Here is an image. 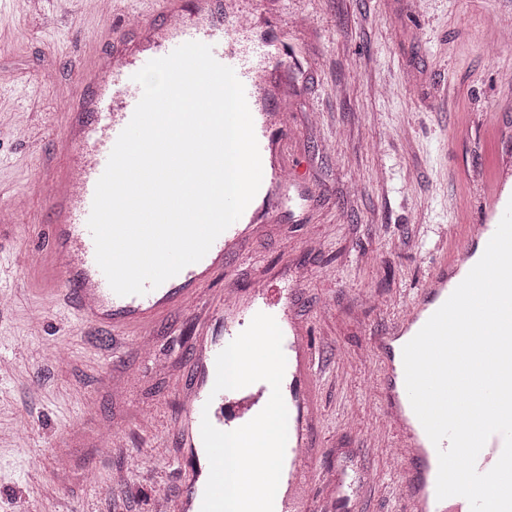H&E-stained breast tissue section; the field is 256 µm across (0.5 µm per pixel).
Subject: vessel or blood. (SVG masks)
<instances>
[{"mask_svg": "<svg viewBox=\"0 0 512 512\" xmlns=\"http://www.w3.org/2000/svg\"><path fill=\"white\" fill-rule=\"evenodd\" d=\"M148 2L153 14L139 19L137 39L127 40L124 30L111 29V52L79 71L63 148L59 158L47 162V172L39 179L40 197L52 215V244L44 258L47 304L52 308L71 307L82 324L107 330L108 347L114 355L120 353L122 339L152 324L161 314L191 311L198 288L215 275H223L226 293H234V278L225 273L224 260L239 250L244 237L238 226H229L199 262L186 266L159 287L141 295L120 296L113 292L96 263L87 221L96 183L142 97V87L134 81V74L148 61L167 56L184 43L198 41L211 46L219 63L233 68L244 86L247 104L253 109L264 100L278 103V84L261 86L259 75L268 61L288 56L287 43L278 38L242 41L238 28L228 21L224 0ZM190 8L197 16L192 26L186 23ZM253 125L260 154L271 159L269 168L262 171L263 177L269 178L276 189L287 190L288 171L280 155L281 137L274 134L268 119H254ZM494 216V222L468 225L466 238L454 258L436 265L425 288L396 315L389 330L369 342L370 355L380 366L377 377L383 391V416L395 431L402 451L393 479L404 512H462L460 497L441 500L436 496L437 450L409 401L402 351L468 275L470 268L461 265V258L480 260L503 213L498 210ZM288 295V289H275L267 278L252 293L245 320L227 321L220 304L209 310L206 332L196 338L189 369L177 382L184 413L177 430L175 456L182 462L196 461L197 466L184 473L176 512H201L209 476L208 465L197 462L204 447L202 420H210L219 430L232 431L251 421L270 399L271 387L264 381L237 390H213L218 353L247 328L248 318L260 312L273 316L285 328L282 348L286 357L290 433L280 481L287 485L288 493L275 503L274 512H331L330 506L307 494L317 475L314 462L318 451L309 439L318 419L314 397L316 354L306 328L288 316ZM503 446L502 436L492 435L477 457V470L489 471Z\"/></svg>", "mask_w": 512, "mask_h": 512, "instance_id": "1", "label": "vessel or blood"}]
</instances>
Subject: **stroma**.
Instances as JSON below:
<instances>
[{"mask_svg": "<svg viewBox=\"0 0 512 512\" xmlns=\"http://www.w3.org/2000/svg\"><path fill=\"white\" fill-rule=\"evenodd\" d=\"M70 0L60 28L0 9V198L33 188L61 149L70 82L106 49V25L129 27L139 0L110 20ZM253 37L284 35L297 61L281 155L295 179L286 211L229 261L235 283L294 281L289 307L319 357L311 432L318 469L354 479L360 512H400L388 472L394 434L369 355L431 269L487 219L489 190L512 180V0H249ZM51 215L32 199L15 240L0 243V512H157L183 477L174 392L197 327L173 311L107 357V338L31 287ZM112 426L125 445L101 454L87 433ZM75 465L57 473L55 441Z\"/></svg>", "mask_w": 512, "mask_h": 512, "instance_id": "1", "label": "stroma"}]
</instances>
